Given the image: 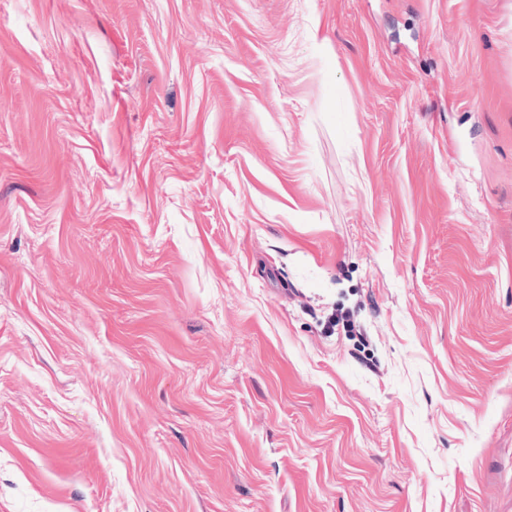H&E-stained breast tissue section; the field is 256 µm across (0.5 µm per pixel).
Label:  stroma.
Returning <instances> with one entry per match:
<instances>
[{
    "label": "stroma",
    "mask_w": 512,
    "mask_h": 512,
    "mask_svg": "<svg viewBox=\"0 0 512 512\" xmlns=\"http://www.w3.org/2000/svg\"><path fill=\"white\" fill-rule=\"evenodd\" d=\"M0 512H512V0H0Z\"/></svg>",
    "instance_id": "stroma-1"
}]
</instances>
